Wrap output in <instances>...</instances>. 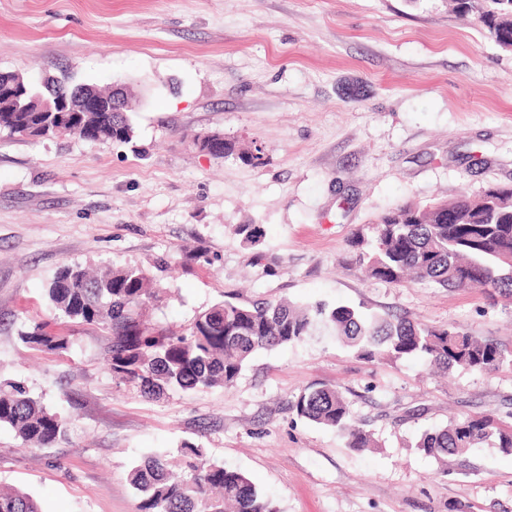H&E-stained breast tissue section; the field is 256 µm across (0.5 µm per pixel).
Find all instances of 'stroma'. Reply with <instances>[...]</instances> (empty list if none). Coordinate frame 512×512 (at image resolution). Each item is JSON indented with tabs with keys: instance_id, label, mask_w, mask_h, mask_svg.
Here are the masks:
<instances>
[{
	"instance_id": "stroma-1",
	"label": "stroma",
	"mask_w": 512,
	"mask_h": 512,
	"mask_svg": "<svg viewBox=\"0 0 512 512\" xmlns=\"http://www.w3.org/2000/svg\"><path fill=\"white\" fill-rule=\"evenodd\" d=\"M0 71L135 101L128 143L0 132V382L68 428L30 451L1 427L0 484L41 512H138L132 467L191 443L281 512H512V455L478 447L444 475L415 446L461 414L512 422V365L441 376L318 334L255 353L230 388L151 400L113 380L107 331L45 295L66 264L133 266L163 287L148 315L166 332L223 301L322 300L512 349V308L368 279L348 246L396 206L512 184V51L449 0H0ZM214 132L263 165L195 144ZM41 322L68 349L22 340ZM313 384L344 392L374 447L296 416Z\"/></svg>"
}]
</instances>
